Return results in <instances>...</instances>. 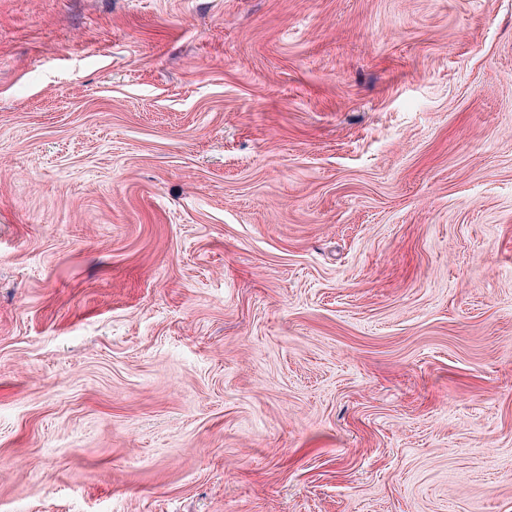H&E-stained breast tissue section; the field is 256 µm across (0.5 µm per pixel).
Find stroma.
I'll return each instance as SVG.
<instances>
[{
  "instance_id": "35a3bbf8",
  "label": "stroma",
  "mask_w": 512,
  "mask_h": 512,
  "mask_svg": "<svg viewBox=\"0 0 512 512\" xmlns=\"http://www.w3.org/2000/svg\"><path fill=\"white\" fill-rule=\"evenodd\" d=\"M0 512H512V0H0Z\"/></svg>"
}]
</instances>
